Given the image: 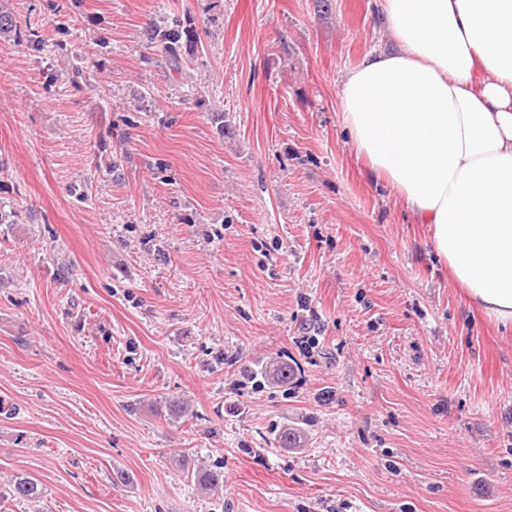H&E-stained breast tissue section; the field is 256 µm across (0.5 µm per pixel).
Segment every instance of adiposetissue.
<instances>
[{
  "mask_svg": "<svg viewBox=\"0 0 512 512\" xmlns=\"http://www.w3.org/2000/svg\"><path fill=\"white\" fill-rule=\"evenodd\" d=\"M394 45L338 90L341 119L471 302L512 327V0H375Z\"/></svg>",
  "mask_w": 512,
  "mask_h": 512,
  "instance_id": "ef3b65f1",
  "label": "adipose tissue"
}]
</instances>
